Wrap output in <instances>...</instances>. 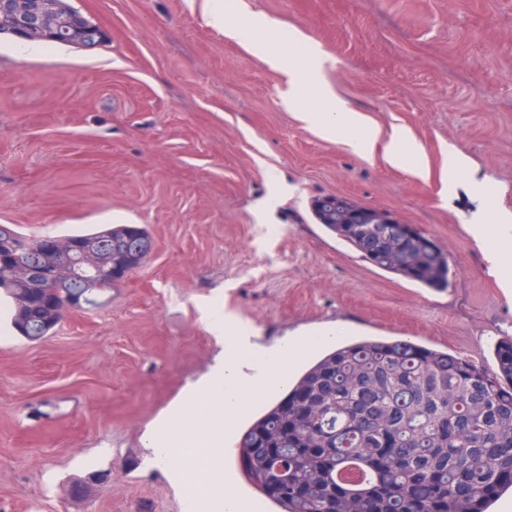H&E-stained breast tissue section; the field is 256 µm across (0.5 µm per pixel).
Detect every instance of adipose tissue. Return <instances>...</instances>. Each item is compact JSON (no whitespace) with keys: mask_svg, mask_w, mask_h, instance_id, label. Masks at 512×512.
<instances>
[{"mask_svg":"<svg viewBox=\"0 0 512 512\" xmlns=\"http://www.w3.org/2000/svg\"><path fill=\"white\" fill-rule=\"evenodd\" d=\"M288 83L289 108L325 137H344L361 154L380 145L395 165L410 169L419 166L420 149L408 135L396 132L387 142H380L378 130L367 126L361 113L347 110L334 95L323 90L317 54H310L302 67L289 68ZM476 232L484 242L492 269L505 287L512 288V213L493 212L489 223L478 225Z\"/></svg>","mask_w":512,"mask_h":512,"instance_id":"ef3b65f1","label":"adipose tissue"}]
</instances>
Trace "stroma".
Returning <instances> with one entry per match:
<instances>
[{
  "label": "stroma",
  "mask_w": 512,
  "mask_h": 512,
  "mask_svg": "<svg viewBox=\"0 0 512 512\" xmlns=\"http://www.w3.org/2000/svg\"><path fill=\"white\" fill-rule=\"evenodd\" d=\"M105 33L38 59L0 38V224L30 238L138 224L142 266L99 307L44 340L0 318V512H186L144 434L222 359L202 315L270 346L342 325L407 338L491 367L512 336L502 287L472 226L512 212V0H71ZM280 23L290 54L316 47L325 87L383 132L407 131L424 173L326 139L288 111L285 73L250 22ZM495 188L442 192L448 155ZM341 194L414 225L447 253L448 284L422 286L364 260L316 220ZM224 480L252 512L272 504ZM205 1H207L205 6L206 18L210 26L231 34L239 31L237 27L230 24L229 15L224 11V2L222 0Z\"/></svg>",
  "instance_id": "obj_1"
}]
</instances>
